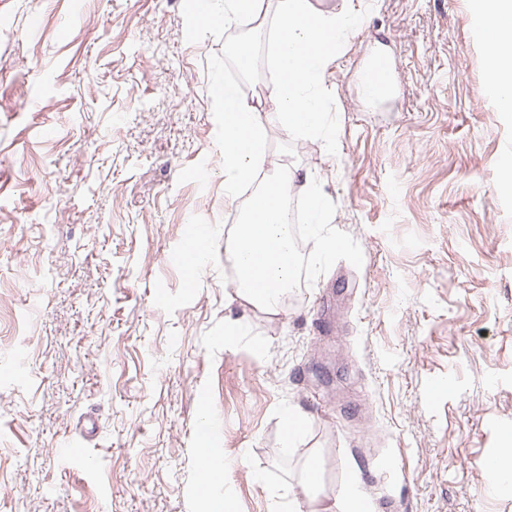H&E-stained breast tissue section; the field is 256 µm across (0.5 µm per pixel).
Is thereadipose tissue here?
Here are the masks:
<instances>
[{
	"instance_id": "ef3b65f1",
	"label": "adipose tissue",
	"mask_w": 512,
	"mask_h": 512,
	"mask_svg": "<svg viewBox=\"0 0 512 512\" xmlns=\"http://www.w3.org/2000/svg\"><path fill=\"white\" fill-rule=\"evenodd\" d=\"M207 8L210 17L228 26L245 19L259 23L266 14L265 0H209ZM361 24L351 0H338L332 11L315 8L311 0H277L268 52L276 77L264 101L248 99L233 86L224 88V198L232 203L242 191L251 193L226 255L241 306L277 312L295 276L286 198L296 173L287 167L264 174L268 131L262 111L273 107L288 135L328 132L326 72ZM486 69L501 104L512 110V49L488 48ZM318 473L317 461H309L298 488L285 492L287 512H367L366 499L352 482L332 504L318 505Z\"/></svg>"
}]
</instances>
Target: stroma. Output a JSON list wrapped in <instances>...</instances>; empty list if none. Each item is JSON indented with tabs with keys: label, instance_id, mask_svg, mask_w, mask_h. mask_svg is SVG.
<instances>
[{
	"label": "stroma",
	"instance_id": "stroma-1",
	"mask_svg": "<svg viewBox=\"0 0 512 512\" xmlns=\"http://www.w3.org/2000/svg\"><path fill=\"white\" fill-rule=\"evenodd\" d=\"M353 2L334 139L265 114L269 167L315 177L337 241L301 228L271 315L224 304L242 211L220 86L272 79L226 53L252 22L191 38L192 0H0V512H202L206 415L234 512H276L312 455L325 503L353 479L372 512H512L483 469L512 431V112L486 92L476 0ZM195 224L218 233L189 287L169 257ZM289 406L307 423L287 454ZM367 90L374 98L384 97L389 91L391 74L388 63L384 59L373 60L365 73Z\"/></svg>",
	"mask_w": 512,
	"mask_h": 512
}]
</instances>
